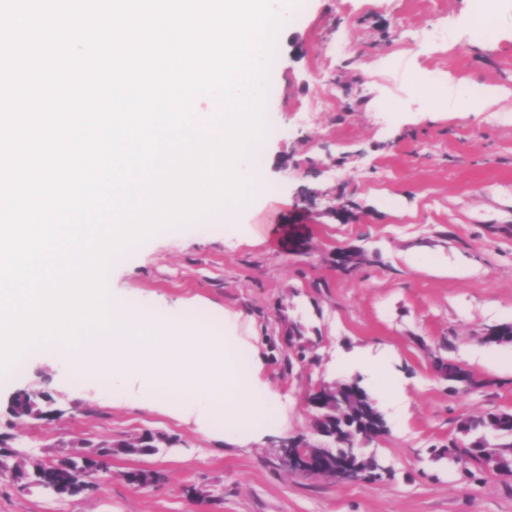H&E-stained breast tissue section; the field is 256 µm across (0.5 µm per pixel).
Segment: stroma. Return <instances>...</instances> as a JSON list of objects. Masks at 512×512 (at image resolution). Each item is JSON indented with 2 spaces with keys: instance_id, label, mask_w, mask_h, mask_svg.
Instances as JSON below:
<instances>
[{
  "instance_id": "obj_1",
  "label": "stroma",
  "mask_w": 512,
  "mask_h": 512,
  "mask_svg": "<svg viewBox=\"0 0 512 512\" xmlns=\"http://www.w3.org/2000/svg\"><path fill=\"white\" fill-rule=\"evenodd\" d=\"M479 4L300 0L276 37L262 140L242 159L265 193L237 201L231 219L211 210L163 229L105 271L107 297L218 327L237 315L279 418L259 436L228 434L135 383L76 381L60 345L26 348L23 365L0 370L12 448L45 461L79 455L71 440L115 449L110 475L74 497L0 475V512H512V477H473L448 458L461 418L512 409V343L485 340L512 324V0H490L478 37ZM411 24L434 38L411 37ZM492 88L500 100L487 108ZM269 192L287 208L272 211ZM342 204L355 220L332 215ZM294 235L303 250L289 249ZM342 249L366 263L339 270ZM438 357L485 387L451 392ZM352 379L388 423L365 449L379 478L293 475L276 442L313 439L310 395ZM19 390L48 395L44 418L12 415ZM147 432L162 437L155 451L120 449ZM137 469L161 478L134 489Z\"/></svg>"
}]
</instances>
